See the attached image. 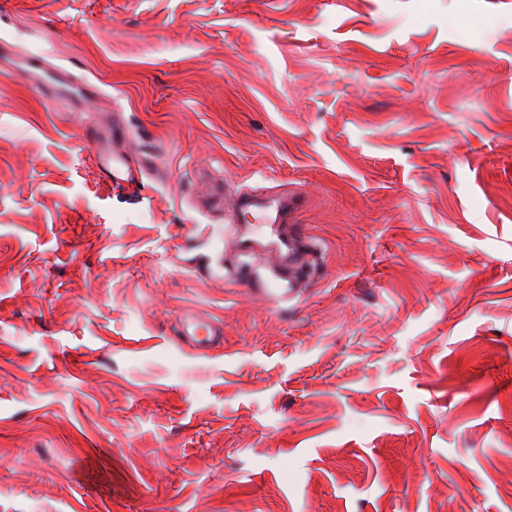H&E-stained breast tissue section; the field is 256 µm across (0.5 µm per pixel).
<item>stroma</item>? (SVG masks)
<instances>
[{"mask_svg": "<svg viewBox=\"0 0 512 512\" xmlns=\"http://www.w3.org/2000/svg\"><path fill=\"white\" fill-rule=\"evenodd\" d=\"M0 512H512V0H0ZM148 155L106 182L89 126ZM304 198L245 292L217 185ZM219 321L206 353L175 339ZM24 57H27L28 60L38 68L53 72L56 83L64 88L70 89L74 92H79L81 94H84L88 91H94V88L91 85L82 81H78L69 71L58 67H51L47 62V55L45 54H29L25 55ZM237 205L252 209L254 224L267 228L266 237L276 238L262 243L244 238L239 226L232 225L227 230L235 238L237 249L250 258L246 264L249 274L238 278L237 283L272 306L296 299L314 248L311 238L290 224L292 214L302 205V197L288 193L270 198L239 194Z\"/></svg>", "mask_w": 512, "mask_h": 512, "instance_id": "obj_1", "label": "stroma"}]
</instances>
